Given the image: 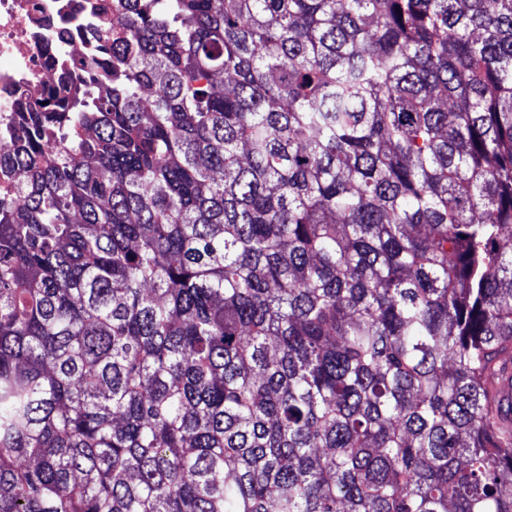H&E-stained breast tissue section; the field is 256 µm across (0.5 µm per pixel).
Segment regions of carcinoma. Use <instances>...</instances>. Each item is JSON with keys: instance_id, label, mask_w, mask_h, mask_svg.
Here are the masks:
<instances>
[{"instance_id": "1", "label": "carcinoma", "mask_w": 512, "mask_h": 512, "mask_svg": "<svg viewBox=\"0 0 512 512\" xmlns=\"http://www.w3.org/2000/svg\"><path fill=\"white\" fill-rule=\"evenodd\" d=\"M0 134V512H512V0H110Z\"/></svg>"}]
</instances>
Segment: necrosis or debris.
Masks as SVG:
<instances>
[{
  "mask_svg": "<svg viewBox=\"0 0 512 512\" xmlns=\"http://www.w3.org/2000/svg\"><path fill=\"white\" fill-rule=\"evenodd\" d=\"M106 0H0V111L13 101L17 83L32 93L56 78L65 65L71 78L84 76L92 48L79 35L89 26L90 6Z\"/></svg>",
  "mask_w": 512,
  "mask_h": 512,
  "instance_id": "1",
  "label": "necrosis or debris"
}]
</instances>
